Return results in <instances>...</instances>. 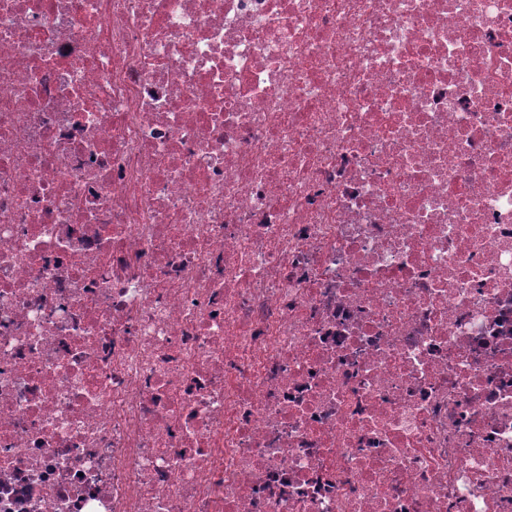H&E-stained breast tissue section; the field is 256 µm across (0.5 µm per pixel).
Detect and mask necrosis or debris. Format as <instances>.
<instances>
[{
    "label": "necrosis or debris",
    "instance_id": "necrosis-or-debris-1",
    "mask_svg": "<svg viewBox=\"0 0 512 512\" xmlns=\"http://www.w3.org/2000/svg\"><path fill=\"white\" fill-rule=\"evenodd\" d=\"M0 512H512V0H0Z\"/></svg>",
    "mask_w": 512,
    "mask_h": 512
}]
</instances>
